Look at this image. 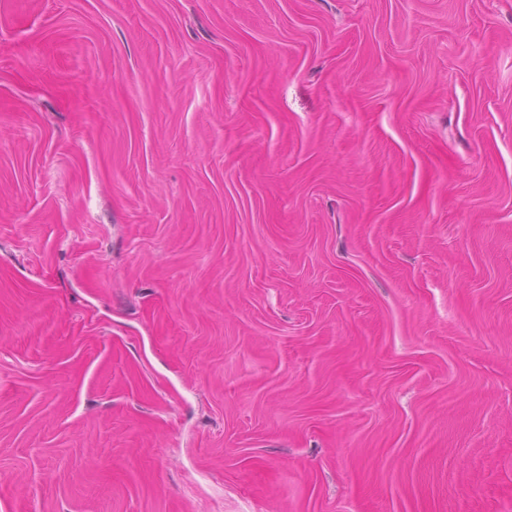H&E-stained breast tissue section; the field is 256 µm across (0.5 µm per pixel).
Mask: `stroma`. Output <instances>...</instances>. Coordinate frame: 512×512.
<instances>
[{
    "label": "stroma",
    "instance_id": "stroma-1",
    "mask_svg": "<svg viewBox=\"0 0 512 512\" xmlns=\"http://www.w3.org/2000/svg\"><path fill=\"white\" fill-rule=\"evenodd\" d=\"M0 512H512V0H0Z\"/></svg>",
    "mask_w": 512,
    "mask_h": 512
}]
</instances>
